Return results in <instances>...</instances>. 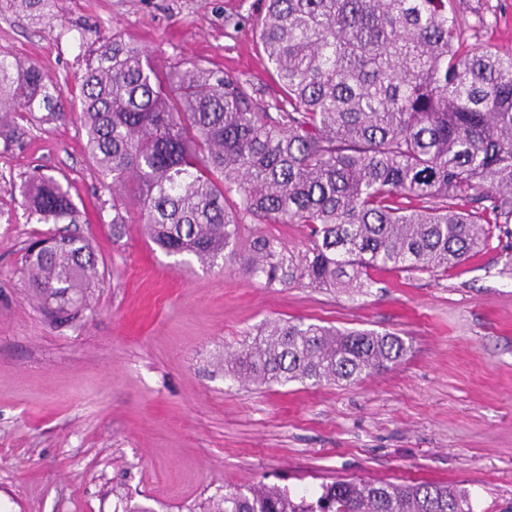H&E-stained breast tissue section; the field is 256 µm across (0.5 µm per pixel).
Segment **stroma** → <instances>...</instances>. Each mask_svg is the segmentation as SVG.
Here are the masks:
<instances>
[{"instance_id":"35a3bbf8","label":"stroma","mask_w":512,"mask_h":512,"mask_svg":"<svg viewBox=\"0 0 512 512\" xmlns=\"http://www.w3.org/2000/svg\"><path fill=\"white\" fill-rule=\"evenodd\" d=\"M35 23L0 9V55L36 62L78 97L112 38L158 67L184 60L279 88L256 36L262 0H50ZM77 113L0 124V512H205L259 483L317 490L339 478L468 489L473 512L512 507V248L445 272L374 270L368 288L266 282L251 244L308 246L301 224L249 220L223 266L169 256L140 207L113 209ZM68 186L97 275L66 318L40 298L24 248L58 232L28 220L19 186ZM125 222L113 226V215ZM300 320L393 332L406 356L355 382L257 385L225 364L266 326Z\"/></svg>"}]
</instances>
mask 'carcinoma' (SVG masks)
<instances>
[{
  "mask_svg": "<svg viewBox=\"0 0 512 512\" xmlns=\"http://www.w3.org/2000/svg\"><path fill=\"white\" fill-rule=\"evenodd\" d=\"M259 41L281 89L263 104L236 76L112 40L82 76L91 158L119 195L132 187L147 233L169 255L215 266L246 219L303 224L311 247L288 258L253 243L249 272L362 288L370 269L448 270L512 237V54L464 46L489 16L464 0H265ZM35 62L0 57V113L63 111ZM238 196L235 209L225 194ZM28 220L75 224L68 189L41 175L20 187ZM488 228L483 229L481 225ZM32 287L57 314L89 286L96 260L74 234L32 242ZM406 354L392 333L279 323L231 366L258 384L352 382ZM209 512H472L468 490L338 479L315 498L262 484Z\"/></svg>",
  "mask_w": 512,
  "mask_h": 512,
  "instance_id": "1",
  "label": "carcinoma"
}]
</instances>
